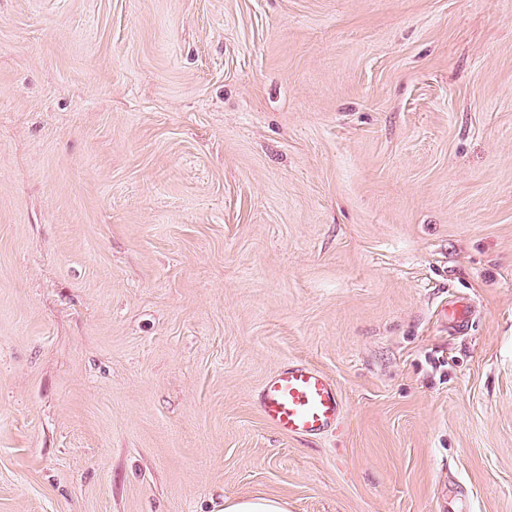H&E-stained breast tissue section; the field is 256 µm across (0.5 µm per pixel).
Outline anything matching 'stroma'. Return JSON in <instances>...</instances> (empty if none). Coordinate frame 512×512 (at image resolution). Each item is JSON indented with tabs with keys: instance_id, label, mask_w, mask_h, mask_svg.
Segmentation results:
<instances>
[{
	"instance_id": "35a3bbf8",
	"label": "stroma",
	"mask_w": 512,
	"mask_h": 512,
	"mask_svg": "<svg viewBox=\"0 0 512 512\" xmlns=\"http://www.w3.org/2000/svg\"><path fill=\"white\" fill-rule=\"evenodd\" d=\"M454 491L512 512V0H0V512ZM260 407L270 426L301 436L335 429L343 414L342 399L332 379L305 362L288 364L268 377Z\"/></svg>"
}]
</instances>
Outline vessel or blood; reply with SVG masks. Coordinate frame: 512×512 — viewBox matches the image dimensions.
I'll list each match as a JSON object with an SVG mask.
<instances>
[{"instance_id": "1", "label": "vessel or blood", "mask_w": 512, "mask_h": 512, "mask_svg": "<svg viewBox=\"0 0 512 512\" xmlns=\"http://www.w3.org/2000/svg\"><path fill=\"white\" fill-rule=\"evenodd\" d=\"M261 413L283 433L317 436L336 428L343 407L331 378L311 364L296 362L266 379Z\"/></svg>"}]
</instances>
